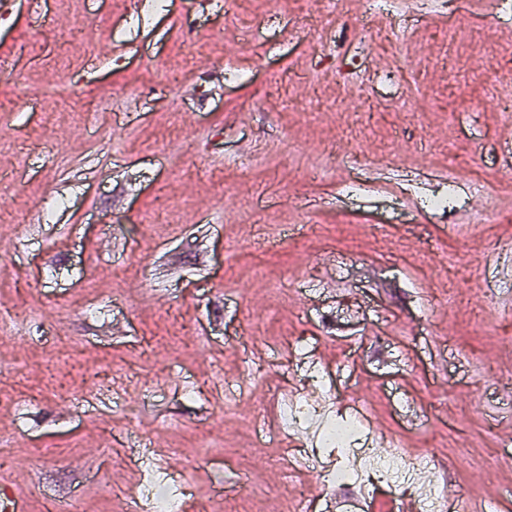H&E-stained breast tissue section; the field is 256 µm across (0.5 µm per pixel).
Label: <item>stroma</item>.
<instances>
[{"instance_id":"1","label":"stroma","mask_w":512,"mask_h":512,"mask_svg":"<svg viewBox=\"0 0 512 512\" xmlns=\"http://www.w3.org/2000/svg\"><path fill=\"white\" fill-rule=\"evenodd\" d=\"M21 82L47 93L0 112V492L126 512L117 458L162 448L215 512H285L252 425L278 428L298 336L374 434L436 445L422 486L512 512V5L12 0L0 98ZM75 83L86 111L55 95Z\"/></svg>"}]
</instances>
